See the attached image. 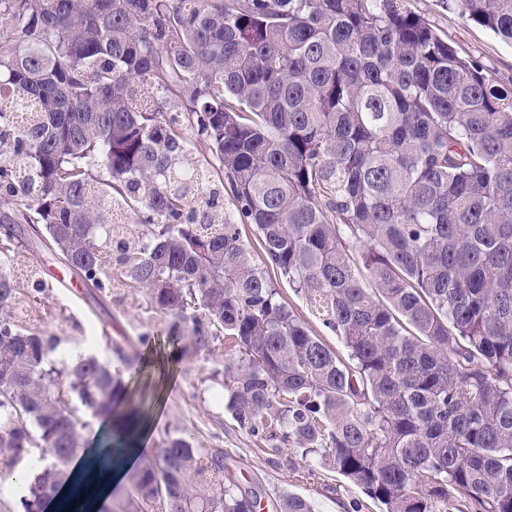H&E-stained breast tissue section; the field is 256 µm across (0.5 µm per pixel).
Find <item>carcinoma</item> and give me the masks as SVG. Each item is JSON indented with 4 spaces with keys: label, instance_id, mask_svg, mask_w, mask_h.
<instances>
[{
    "label": "carcinoma",
    "instance_id": "obj_1",
    "mask_svg": "<svg viewBox=\"0 0 512 512\" xmlns=\"http://www.w3.org/2000/svg\"><path fill=\"white\" fill-rule=\"evenodd\" d=\"M445 2L512 43V0ZM0 199V479L27 461L21 512L141 419L112 362L51 358L18 314L48 284L8 252L38 231L84 283L174 317L143 345L224 337L226 409L273 452L318 455L383 512H512V87L400 0H0ZM73 396L112 419L93 451ZM129 481L118 512L260 506L189 434ZM241 230L243 240L248 245L254 261L259 264L261 268H264L266 276L279 288L281 297L288 305V308L304 322L305 326L313 334L319 336L328 346L335 350L337 354L346 356V349L341 338L337 336L336 333L325 328L321 321L312 315L306 298L294 292L276 270L270 266L266 267L263 264L264 251L254 226L245 225L241 227Z\"/></svg>",
    "mask_w": 512,
    "mask_h": 512
}]
</instances>
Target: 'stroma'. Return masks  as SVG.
<instances>
[{"mask_svg": "<svg viewBox=\"0 0 512 512\" xmlns=\"http://www.w3.org/2000/svg\"><path fill=\"white\" fill-rule=\"evenodd\" d=\"M401 3L405 10L422 16L459 55L483 64L494 81L512 80V44L446 9L442 0ZM265 273L305 326L337 354H345L341 338L312 315L306 298L294 292L273 268L266 267ZM36 307L41 314L35 322L37 329L59 337L61 347L74 351L91 345L101 358L111 357L112 344L137 342L170 320L151 304L144 289L128 288L117 280L104 294L65 281L48 288ZM121 378L131 403L148 415L147 446L151 450L162 448L168 437L188 433L205 447L223 449L227 472L262 503L289 493L308 500L313 512H381L377 502L319 458L301 459L292 448L273 453L238 428L224 405L223 342H216L212 351L172 363L169 385L159 384L151 372L134 367L122 368Z\"/></svg>", "mask_w": 512, "mask_h": 512, "instance_id": "1", "label": "stroma"}]
</instances>
